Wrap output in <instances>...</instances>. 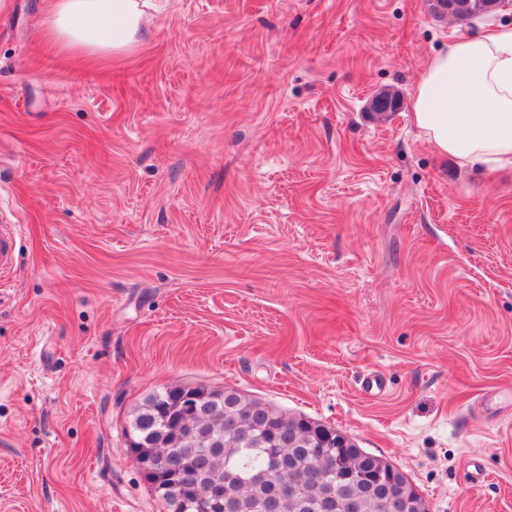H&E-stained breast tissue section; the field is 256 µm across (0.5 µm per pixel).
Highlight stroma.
<instances>
[{
    "label": "stroma",
    "instance_id": "stroma-1",
    "mask_svg": "<svg viewBox=\"0 0 512 512\" xmlns=\"http://www.w3.org/2000/svg\"><path fill=\"white\" fill-rule=\"evenodd\" d=\"M151 2L80 61L49 0H0V512H167L128 435L176 385L335 428L429 512H512V168L412 113L449 35L512 10ZM20 248V239L14 228L11 225H0V288L6 286L4 273L14 267Z\"/></svg>",
    "mask_w": 512,
    "mask_h": 512
}]
</instances>
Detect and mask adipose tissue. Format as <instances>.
<instances>
[{
    "label": "adipose tissue",
    "mask_w": 512,
    "mask_h": 512,
    "mask_svg": "<svg viewBox=\"0 0 512 512\" xmlns=\"http://www.w3.org/2000/svg\"><path fill=\"white\" fill-rule=\"evenodd\" d=\"M144 18L142 0H50L45 37L86 57L127 51ZM420 135L462 163L512 165V25L452 39L430 56L414 90Z\"/></svg>",
    "instance_id": "obj_1"
}]
</instances>
